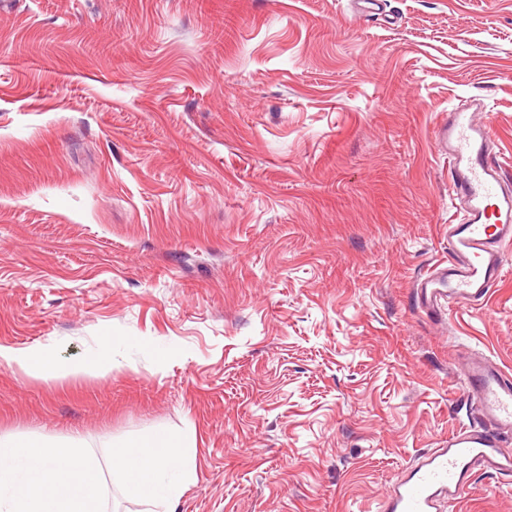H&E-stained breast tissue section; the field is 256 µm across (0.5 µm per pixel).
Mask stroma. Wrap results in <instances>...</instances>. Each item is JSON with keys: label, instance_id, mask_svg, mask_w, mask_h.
<instances>
[{"label": "stroma", "instance_id": "1", "mask_svg": "<svg viewBox=\"0 0 512 512\" xmlns=\"http://www.w3.org/2000/svg\"><path fill=\"white\" fill-rule=\"evenodd\" d=\"M15 0L0 13V435L195 428L176 512H376L512 373V263L418 309L462 210L433 140L489 125L512 176V0ZM450 512H512L475 470ZM104 349L112 363L114 344L109 342L98 350L90 353L85 361L77 365H61L55 356L52 346L47 345L38 349H16L0 346V362L7 364L27 375H56L62 376L67 372H78L99 366V351Z\"/></svg>", "mask_w": 512, "mask_h": 512}]
</instances>
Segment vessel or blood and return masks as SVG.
<instances>
[{
    "label": "vessel or blood",
    "mask_w": 512,
    "mask_h": 512,
    "mask_svg": "<svg viewBox=\"0 0 512 512\" xmlns=\"http://www.w3.org/2000/svg\"><path fill=\"white\" fill-rule=\"evenodd\" d=\"M490 128L471 113L452 112L434 133L436 150L447 156L449 189L467 212L448 227V257L420 278L416 301L434 314L444 304L484 303L498 283L512 247V185L488 150ZM467 395L477 408L476 423L461 427L431 449L379 503L378 512H438L440 501H455L468 486L473 464L512 480V374L479 356L463 370Z\"/></svg>",
    "instance_id": "obj_1"
}]
</instances>
